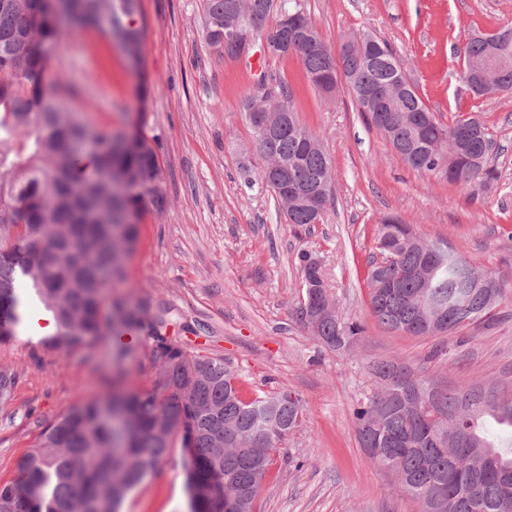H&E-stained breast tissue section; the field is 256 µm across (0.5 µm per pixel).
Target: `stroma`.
<instances>
[{"mask_svg":"<svg viewBox=\"0 0 512 512\" xmlns=\"http://www.w3.org/2000/svg\"><path fill=\"white\" fill-rule=\"evenodd\" d=\"M299 2L331 46L363 31L387 40L443 121L477 113L497 143L491 187L475 195L412 169L347 91L325 99L296 57H270L266 71L292 88L301 121L333 165L335 200L323 222L307 231L288 224L271 192L244 185L261 166L240 110L254 73L208 46L203 0H139L149 97L121 52L95 32L64 40L49 72L75 86L76 107H89L100 123L120 129L145 111V131L158 146L167 205L147 212L110 301L169 308V333L190 352L223 358L247 394L285 386L302 401L303 421L273 454L259 512H418L357 440L352 409L376 389L371 365L399 360L426 367L449 388L512 391V297L493 323L445 338L399 335L370 315L367 259L379 217L395 212L423 239L448 242L477 270L512 282V93L473 97L457 54L473 30L512 26V0ZM304 251L321 263L339 315L366 326L348 352L325 347L293 317ZM29 337L24 331L0 345V365L18 375L12 401L0 406V481L16 478L19 459L71 406L116 384L148 387L154 374L142 331L118 366L107 339L58 353ZM184 457L173 448L160 476L133 490L121 512H188Z\"/></svg>","mask_w":512,"mask_h":512,"instance_id":"35a3bbf8","label":"stroma"}]
</instances>
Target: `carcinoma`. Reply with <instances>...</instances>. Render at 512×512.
Returning <instances> with one entry per match:
<instances>
[{
	"label": "carcinoma",
	"mask_w": 512,
	"mask_h": 512,
	"mask_svg": "<svg viewBox=\"0 0 512 512\" xmlns=\"http://www.w3.org/2000/svg\"><path fill=\"white\" fill-rule=\"evenodd\" d=\"M207 43L234 58L247 38L280 39L288 26L311 24L300 8L277 0H204ZM95 30L116 43L130 68L142 66L143 25L138 0H0V343L15 336L27 317L28 299L19 277L31 282L56 331L42 340L63 351L92 346L124 330H145L155 374L147 388L92 396L46 425L34 449L17 464V478L0 484V512H120L128 494L159 474L174 437L187 452L184 467L189 512H255L257 477L266 475L272 453L302 419L301 399L288 389L275 392L272 430L263 396H243L224 359L191 354L167 334L166 312L121 301L102 312L107 288L122 277L149 207L165 197L157 149L136 120L114 132L75 109L72 90L50 75L48 62L65 37ZM495 33L471 36L459 53L462 78L482 96L477 62ZM366 51L346 44L339 51L312 30L295 50L306 81L332 97L339 80L367 121L390 144L408 154L416 171L461 183L472 192L497 179L489 158L495 143L475 115L439 119L410 86L386 106L370 102L361 89H382L406 79L391 45L367 34ZM510 64L498 84L512 91V40L502 45ZM294 95L281 80L261 72L242 100L262 167L260 184L280 203L290 224L323 222L334 198L332 162L323 143L300 120ZM293 184L288 201L279 182ZM413 225L386 214L375 229V251L367 261L371 316L385 329L423 337L498 316L508 297L499 280L495 302L484 306L469 286L473 266L445 241L417 245ZM305 288L294 317L307 325L316 297L328 298L321 265L299 257ZM360 321L337 313L320 319L314 335L336 351L350 349L363 334ZM379 390L359 402L352 415L361 447L379 452L372 461L393 475L419 512H512V436L493 442L484 418L512 428V394L497 392L487 407L476 401L459 414L479 386L447 388L421 413L410 407L417 388L430 380L422 371L391 361L374 364ZM17 374L0 366V403L12 400ZM112 404L117 422L102 423L100 407ZM230 426L241 443L224 444Z\"/></svg>",
	"instance_id": "obj_1"
}]
</instances>
